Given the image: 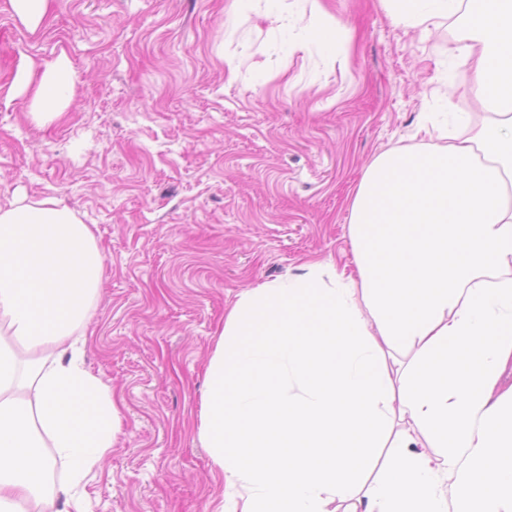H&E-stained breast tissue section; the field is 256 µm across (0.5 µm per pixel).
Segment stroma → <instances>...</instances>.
Segmentation results:
<instances>
[{
    "mask_svg": "<svg viewBox=\"0 0 512 512\" xmlns=\"http://www.w3.org/2000/svg\"><path fill=\"white\" fill-rule=\"evenodd\" d=\"M454 39L394 26L379 0H51L34 35L0 0V206L58 198L104 257L84 360L122 422L78 488L89 512L226 505L199 436L224 320L307 263L353 272L364 166L422 146L440 103L483 120ZM61 55L75 98L41 126L8 89Z\"/></svg>",
    "mask_w": 512,
    "mask_h": 512,
    "instance_id": "stroma-1",
    "label": "stroma"
}]
</instances>
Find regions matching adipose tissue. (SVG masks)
Masks as SVG:
<instances>
[{"mask_svg": "<svg viewBox=\"0 0 512 512\" xmlns=\"http://www.w3.org/2000/svg\"><path fill=\"white\" fill-rule=\"evenodd\" d=\"M457 25L491 115L447 146L391 148L350 207L355 276L322 266L241 291L208 366L200 436L234 512H512V0H381ZM40 125L75 96L66 57L12 83ZM104 259L56 199L0 206V512H85L120 425L81 359ZM407 364L390 366V351ZM68 477L53 483L57 463ZM451 480L446 497L443 480Z\"/></svg>", "mask_w": 512, "mask_h": 512, "instance_id": "1", "label": "adipose tissue"}]
</instances>
